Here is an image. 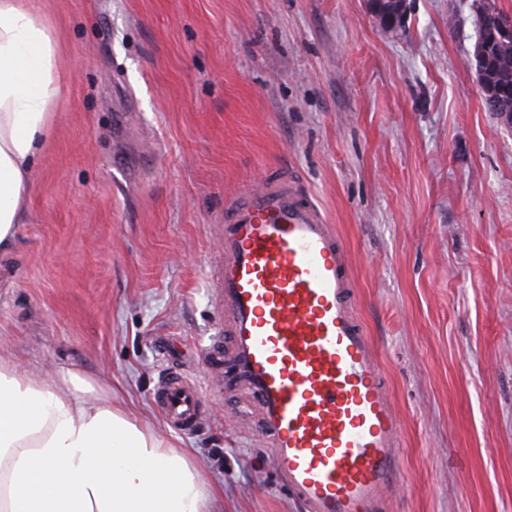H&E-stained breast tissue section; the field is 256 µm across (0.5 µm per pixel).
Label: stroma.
<instances>
[{
  "mask_svg": "<svg viewBox=\"0 0 512 512\" xmlns=\"http://www.w3.org/2000/svg\"><path fill=\"white\" fill-rule=\"evenodd\" d=\"M65 94L0 262V355L112 385L191 449L223 512H302L256 415L207 398L170 428L169 372L206 386L224 335L226 196L284 175L350 251L402 422L388 512H512V124L466 61L481 0H36Z\"/></svg>",
  "mask_w": 512,
  "mask_h": 512,
  "instance_id": "35a3bbf8",
  "label": "stroma"
}]
</instances>
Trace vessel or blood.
<instances>
[{
    "label": "vessel or blood",
    "instance_id": "b4317fda",
    "mask_svg": "<svg viewBox=\"0 0 512 512\" xmlns=\"http://www.w3.org/2000/svg\"><path fill=\"white\" fill-rule=\"evenodd\" d=\"M222 235L224 348L205 354L209 392L178 372L158 381L163 416L187 431L206 394H248L272 468L305 512H386L400 417L335 225L284 176L230 196Z\"/></svg>",
    "mask_w": 512,
    "mask_h": 512
}]
</instances>
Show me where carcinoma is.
<instances>
[{
    "mask_svg": "<svg viewBox=\"0 0 512 512\" xmlns=\"http://www.w3.org/2000/svg\"><path fill=\"white\" fill-rule=\"evenodd\" d=\"M502 14L492 0H486L477 18V28L484 30L482 46L474 47L468 65L483 83L490 100L485 108L500 115H512V71L507 57L512 56V38L503 39L497 31L493 17Z\"/></svg>",
    "mask_w": 512,
    "mask_h": 512,
    "instance_id": "obj_1",
    "label": "carcinoma"
}]
</instances>
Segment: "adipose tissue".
Wrapping results in <instances>:
<instances>
[{
    "label": "adipose tissue",
    "mask_w": 512,
    "mask_h": 512,
    "mask_svg": "<svg viewBox=\"0 0 512 512\" xmlns=\"http://www.w3.org/2000/svg\"><path fill=\"white\" fill-rule=\"evenodd\" d=\"M60 44L33 0H0V257L66 90ZM188 454L72 369L33 381L0 360V512H222Z\"/></svg>",
    "instance_id": "obj_1"
}]
</instances>
